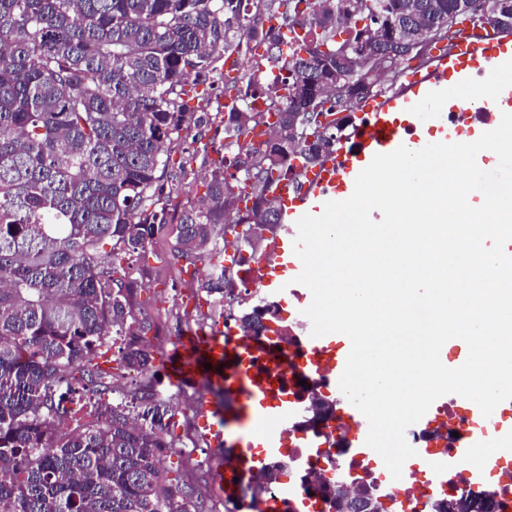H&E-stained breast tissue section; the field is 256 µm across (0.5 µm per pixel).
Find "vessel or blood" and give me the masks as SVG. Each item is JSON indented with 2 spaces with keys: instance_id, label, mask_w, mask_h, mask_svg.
<instances>
[{
  "instance_id": "1",
  "label": "vessel or blood",
  "mask_w": 512,
  "mask_h": 512,
  "mask_svg": "<svg viewBox=\"0 0 512 512\" xmlns=\"http://www.w3.org/2000/svg\"><path fill=\"white\" fill-rule=\"evenodd\" d=\"M490 71L499 77L491 109L511 113L512 36L498 31H458L449 47L432 58L425 72L408 77L390 95L365 101L361 118L350 132V150H338L321 165L308 169L300 185L282 188L278 197L282 222L296 224L304 215L320 214L324 204L335 200L337 194L352 195L356 177L375 154L389 153L402 145L412 150L423 148L428 143L424 135L428 125L442 131L443 141H458L460 130L451 124L458 101L450 97L449 91L473 88ZM210 360L215 361V368L205 369V362ZM165 365L177 384L238 388L237 407L242 412L239 432L225 437L222 409H211L209 415L208 428L215 444L220 446L228 440L240 450L229 471L243 464L257 470L264 454L277 451L292 408L279 401L278 389L270 379L256 372L249 349L236 351L225 345L222 325L205 333L187 332ZM474 448H493L498 454L511 455L512 430L491 434L470 431L454 456L436 461L437 478H447L449 470L461 465Z\"/></svg>"
}]
</instances>
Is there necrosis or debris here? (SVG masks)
<instances>
[{"label":"necrosis or debris","mask_w":512,"mask_h":512,"mask_svg":"<svg viewBox=\"0 0 512 512\" xmlns=\"http://www.w3.org/2000/svg\"><path fill=\"white\" fill-rule=\"evenodd\" d=\"M277 236L267 237L255 251L244 250L240 243L225 241L224 266L234 271L244 287L245 303L259 307L274 305L272 293L264 284L278 258ZM311 330L310 321L301 311L290 313L288 319L273 323L270 332L245 335L238 327L234 314L224 317V340L228 345L251 344L267 352L260 372L272 375L292 399L295 409L290 432L301 436L303 444L289 449L287 482L275 483L265 489L268 501L278 505L280 512H291L285 492L292 489L307 492L308 488L323 482L345 488L371 485L376 495L387 500L393 512H425L429 498L427 471L432 460H424L422 468L410 470L402 479H392L381 457L371 449L357 447L355 439L359 428L350 422L319 432L306 423L311 396H325L335 392V380L312 359L306 339ZM439 419L435 427L410 430L409 442L428 447L431 442H443L444 452H451L457 435L466 434L473 423L469 409L463 408L457 397H448L437 407ZM470 464L460 465L448 475L449 487L464 485L479 494L491 495L500 505L498 512H512V472L498 473L492 486L472 482Z\"/></svg>","instance_id":"obj_1"}]
</instances>
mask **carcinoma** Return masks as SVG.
<instances>
[{
    "label": "carcinoma",
    "mask_w": 512,
    "mask_h": 512,
    "mask_svg": "<svg viewBox=\"0 0 512 512\" xmlns=\"http://www.w3.org/2000/svg\"><path fill=\"white\" fill-rule=\"evenodd\" d=\"M512 32V0H484ZM0 0V512H203L163 457L175 441L161 419L158 370L136 300L149 276L147 246L169 223L182 190L171 153L193 128L214 123L184 97L213 85L224 53L241 41L264 50L273 81L253 70L224 85L277 115L254 142L261 113H221L224 148L200 202L176 224L173 264L208 259L199 292L224 316L225 225L249 249L281 223L267 192L300 184L302 171L337 151L314 98L344 110L336 88H377L368 51L405 60L414 23L434 17L453 36L457 0ZM301 29L304 34L295 33ZM250 183L253 206H238ZM277 312L240 318L255 332ZM117 348L111 358L108 353ZM144 381L109 399L114 369ZM97 398L94 415L65 427L61 400ZM288 470L277 458L265 485Z\"/></svg>",
    "instance_id": "1"
}]
</instances>
